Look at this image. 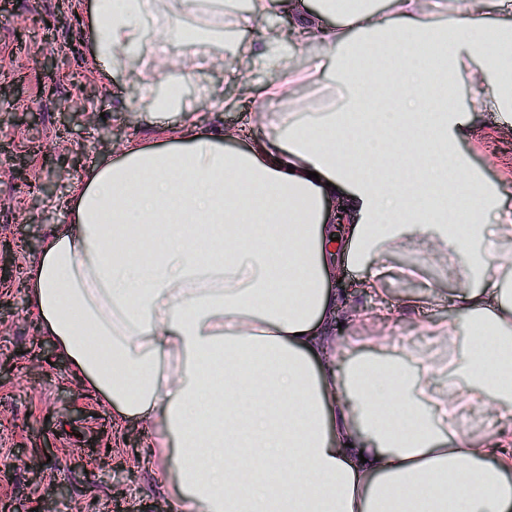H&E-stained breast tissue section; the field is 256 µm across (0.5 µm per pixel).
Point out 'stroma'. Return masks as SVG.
<instances>
[{"label": "stroma", "mask_w": 512, "mask_h": 512, "mask_svg": "<svg viewBox=\"0 0 512 512\" xmlns=\"http://www.w3.org/2000/svg\"><path fill=\"white\" fill-rule=\"evenodd\" d=\"M93 0H0V241L11 239L18 225L41 240L65 223L72 186L104 157L120 155L131 142L158 145L159 131L126 77L137 69L129 60L123 72L107 77L91 64L89 35L74 37V21L88 22ZM53 24L46 33L45 24ZM257 40L261 28L248 30ZM243 34L229 31L222 45L185 46L167 61L168 73L202 55L214 57L216 68L201 72L198 84L224 87L226 106L206 99L197 102L202 126L237 132L233 146L248 148L250 137L240 127L256 111L289 112L308 101H320L312 87L294 88L290 97L264 100L238 93L241 79L263 83L270 75L252 69L235 51ZM78 103L82 114L63 112ZM36 111L38 121L20 124L23 113ZM476 138L462 146L471 163L512 207V135L499 132L493 112L473 116ZM28 158L25 178L13 169L14 154ZM79 164H72V156ZM39 250L15 247L12 276L0 280V505L9 512H168L161 487L175 483L172 466L153 453L154 435L145 422L118 420L73 374L67 359L29 313L26 272ZM384 295L403 303L415 298L401 327L382 343L383 354L399 350L433 354L437 347L428 326L435 313H452L447 298L456 287L426 248L400 252L379 283ZM445 296L434 311L437 296ZM111 467H103L102 451ZM62 496L51 494L52 486Z\"/></svg>", "instance_id": "35a3bbf8"}]
</instances>
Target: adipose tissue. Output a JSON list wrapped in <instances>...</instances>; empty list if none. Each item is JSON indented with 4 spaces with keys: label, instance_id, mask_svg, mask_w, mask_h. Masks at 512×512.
<instances>
[{
    "label": "adipose tissue",
    "instance_id": "obj_1",
    "mask_svg": "<svg viewBox=\"0 0 512 512\" xmlns=\"http://www.w3.org/2000/svg\"><path fill=\"white\" fill-rule=\"evenodd\" d=\"M275 0H94L93 60L127 58L162 125L87 171L45 239L29 303L73 374L121 418L148 423L176 472L173 512H512V210L462 151L472 115L512 130V0H320L236 50L283 97L301 75L283 51L316 41L310 77L337 96L256 122L253 144L198 130L185 72L158 66L192 40L189 18L249 30ZM474 91L457 106L462 84ZM397 88L365 112L371 86ZM366 130L365 157L349 151ZM424 244L457 284L456 315L430 325L440 360L384 357L347 329L400 307H343L340 267L375 287L392 252ZM498 421L460 423L457 405Z\"/></svg>",
    "mask_w": 512,
    "mask_h": 512
}]
</instances>
